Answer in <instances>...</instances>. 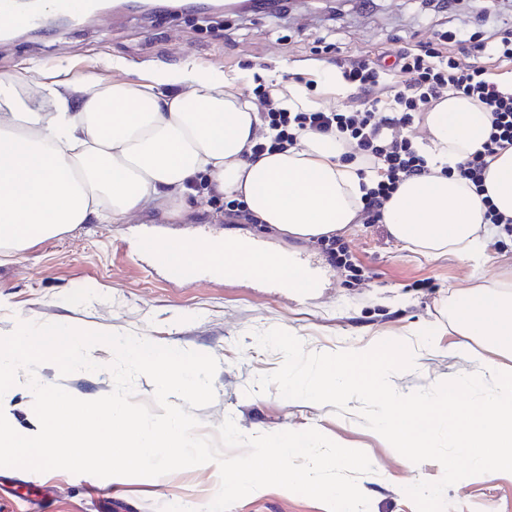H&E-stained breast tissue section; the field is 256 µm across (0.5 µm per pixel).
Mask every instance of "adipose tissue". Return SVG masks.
<instances>
[{"label":"adipose tissue","mask_w":512,"mask_h":512,"mask_svg":"<svg viewBox=\"0 0 512 512\" xmlns=\"http://www.w3.org/2000/svg\"><path fill=\"white\" fill-rule=\"evenodd\" d=\"M488 124L465 97L431 108L420 148L432 173L402 182L384 210L397 240L465 260L485 253L484 200L512 216V148L488 165L481 195L442 170L479 149ZM258 125L238 77L219 72L1 80L0 248L17 252L79 224L146 213L184 219L200 174L212 195L243 201L282 235L310 241L357 223L362 179L356 163L342 161V142L301 131L294 146L251 160ZM448 315L458 336L512 355L511 283L451 294Z\"/></svg>","instance_id":"adipose-tissue-1"}]
</instances>
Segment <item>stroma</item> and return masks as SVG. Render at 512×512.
I'll use <instances>...</instances> for the list:
<instances>
[{
  "label": "stroma",
  "mask_w": 512,
  "mask_h": 512,
  "mask_svg": "<svg viewBox=\"0 0 512 512\" xmlns=\"http://www.w3.org/2000/svg\"><path fill=\"white\" fill-rule=\"evenodd\" d=\"M109 24L98 19L58 26L31 36L0 35V79L21 74L33 59L51 63L71 76L98 70L115 80L139 82L151 71L183 68L241 76L245 96L257 88L285 86L320 73L310 95L318 106L355 105L349 85L341 83L340 63L349 55L395 51L417 45L437 30H473L492 13L491 0H460L442 9L439 0H288L285 11L216 13L209 10L147 15L114 9ZM151 216L127 224H80L55 237L9 254L0 253V335L22 321L60 323L85 331L146 337L156 344L214 357L213 401L194 414L199 434L214 436L233 418L247 436L282 428L317 429L332 441L365 450L372 472L358 478L369 498V512H417L404 488L443 474L438 462L415 464L363 425L358 401L344 412L281 398L277 388L258 392L259 375L276 371L282 354L261 348L257 333L274 328L301 339L309 352L358 350L386 339L405 341L414 354L412 369L395 373L399 393L429 389L458 374L486 372L497 354L481 339L460 347L448 317V296L456 289L494 286L512 272V237L496 235L486 261L474 263L453 254L422 255L396 240L384 224H351L338 231L366 275L364 281L337 273L319 242L294 240L264 225L224 216L223 198L199 205L170 235L252 237L267 247L305 256L320 272L322 288L302 295L267 284L223 283L203 272L192 283L172 280L166 269L138 251L152 235ZM102 370L63 376L41 364V383L58 384L73 396L97 399L113 389L108 369L112 351L100 354ZM41 493L51 512H99L100 504L85 477L63 470L41 473ZM111 497L121 512H160L169 504L191 503L199 512L218 491L217 464L167 475L109 478ZM26 474L0 468V512H30ZM450 512H512V477L471 476L447 489ZM230 512H327L300 494L267 487L236 502Z\"/></svg>",
  "instance_id": "obj_1"
}]
</instances>
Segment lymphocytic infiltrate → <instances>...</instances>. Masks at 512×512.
<instances>
[{"instance_id": "f902f5d3", "label": "lymphocytic infiltrate", "mask_w": 512, "mask_h": 512, "mask_svg": "<svg viewBox=\"0 0 512 512\" xmlns=\"http://www.w3.org/2000/svg\"><path fill=\"white\" fill-rule=\"evenodd\" d=\"M459 52L471 56L473 65L458 63L455 55ZM487 60L512 63V26L495 25L471 35L459 30L438 32L416 47L401 48L388 66L377 57L349 59L343 78L365 96L362 109L354 112L324 107L289 112L279 108L273 90L260 92L261 130L251 156L257 159L287 149L300 131L337 134L349 147L345 161L382 171L381 180L361 199L363 222L379 224L400 183L430 173L408 129L422 124L435 102L448 95H462L477 101L487 112L489 132L480 150L459 163L455 172L476 192H483L489 162L501 150L512 147V85L490 77L483 66ZM391 74L402 77L403 83L390 95L386 78Z\"/></svg>"}]
</instances>
